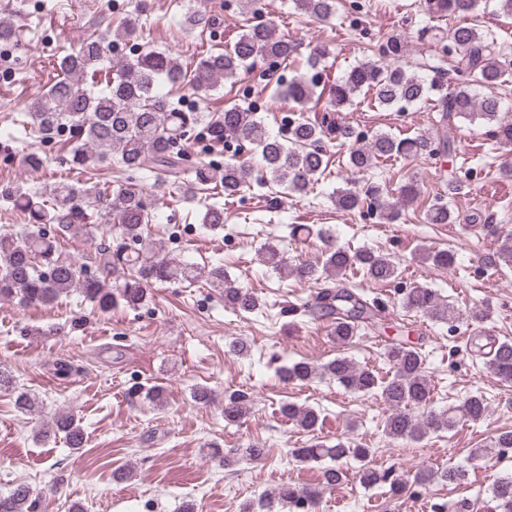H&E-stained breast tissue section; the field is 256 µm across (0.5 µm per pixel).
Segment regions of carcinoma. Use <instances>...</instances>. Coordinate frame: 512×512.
<instances>
[{
  "mask_svg": "<svg viewBox=\"0 0 512 512\" xmlns=\"http://www.w3.org/2000/svg\"><path fill=\"white\" fill-rule=\"evenodd\" d=\"M293 9L314 20L326 22L336 16L337 0H291ZM244 28L224 50L201 57L194 69L182 64L169 52L139 49L132 56L112 61L110 48L133 39L139 17H125L115 39L89 36L70 53L56 61L62 73L45 91L28 104L31 133L41 140L69 134L70 164L86 173L82 181L59 182L47 192H33L21 183L1 184L0 201L11 204L28 216L29 226L19 234H0V300L15 301L25 308L47 307L57 303L74 289L98 310L108 312L118 305L136 308L149 298L155 283L193 284L205 281L224 289V302L241 312L259 307L258 298L239 287L224 272L221 262L199 266L160 255L148 236L147 226L155 218L156 199L135 179L147 172L156 180L172 185L181 183L185 174L182 142L201 131L215 145L229 143L242 150L247 147L258 158L259 167L249 164H224L221 179L200 161L194 168L193 184L207 186L219 181L229 199L256 184L282 194L305 195L326 175V144L334 141L348 148L350 177L345 186L330 195L336 208L348 212L368 209L383 223H397L405 209L420 194L417 181L405 176L397 192L370 177L381 159L435 158L455 150L456 121L478 124L500 148L512 152V107L501 90L512 83V46L491 29L477 24L482 0H423L428 23L416 31L417 41L433 47L410 57L411 49L400 34H391L371 45V56L350 67L343 76L327 84L321 59L326 46L316 45L306 60L307 74H299L276 84L273 100L279 111L288 113L285 137L273 135L256 112L237 104L224 106L222 112L185 111L176 106L172 93L191 88L207 92L252 69L259 61H271L274 68H294L299 45L275 26L259 20L260 0H239ZM455 18L444 30L432 24L436 19ZM327 92L326 106L319 117H310L308 104L316 89ZM370 98L373 106L385 111L409 112L421 108L437 113L433 128L411 134L395 135L375 131L357 134L355 128L339 119V113L354 105L356 96ZM110 161L126 175V181L109 184L96 172V163ZM93 211L117 228L116 244L103 245L97 251L98 273L86 265L61 255L59 239L84 233L81 223ZM429 224H455L459 221L449 201L432 205L425 213ZM56 225L47 230L46 225ZM201 224L210 230L224 229V205L205 206ZM492 255L495 265L512 267V231L496 233ZM262 257L267 266L304 284L327 281L313 319L328 320L336 344L344 346L361 332L376 326L380 316L377 301H368L342 280L350 269L377 283H391L398 267L386 254L372 249L351 251L330 246L322 264L288 263L277 244L264 246ZM424 261L441 268L456 265L451 249H436L424 255ZM403 308L419 312L434 321L456 318L454 308L437 291L413 286L401 297ZM485 368L504 383H512V341L474 344ZM391 374L383 379L379 372L360 366L339 355L320 365L301 361L280 369L288 382L307 383L328 378L344 390L378 395L390 413L383 426L392 441L420 442L430 434L453 429L462 420L477 422L488 413L486 398L470 394L445 410L431 408L432 389L425 374L426 357L421 348L409 341H396L386 348ZM14 397L21 412L34 410L37 401L17 388L13 378L0 371V392ZM165 390L160 385L141 386L129 391L155 406L164 405ZM281 414L299 430L317 431L320 413L313 407L284 403ZM248 413L246 396L234 393L224 398V421H241ZM68 447L84 446L85 433L72 412H60L50 426L40 432L47 441L58 435ZM371 448L350 447L339 440L333 445L312 441L295 450L303 463L330 459L340 462L348 457L366 460ZM357 477L364 487L384 486L392 499L408 488L403 475L393 467L363 465ZM466 477L461 467L421 470L415 481L421 486L454 483ZM495 512H512V473L496 478L489 486ZM319 491L306 486L284 484L267 502L266 512L274 504H286L295 512H312ZM41 495L19 483L0 495V512H40Z\"/></svg>",
  "mask_w": 512,
  "mask_h": 512,
  "instance_id": "cac0c4a2",
  "label": "carcinoma"
}]
</instances>
